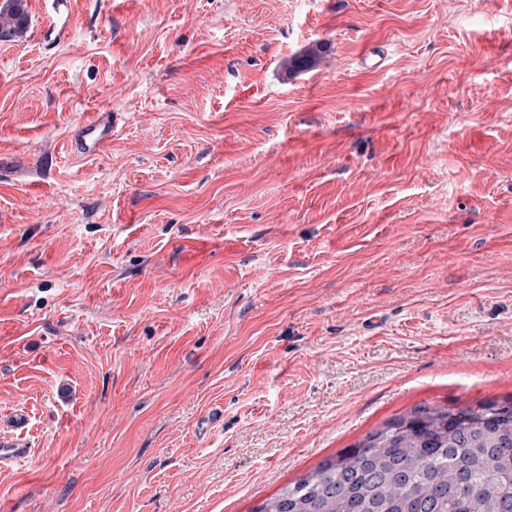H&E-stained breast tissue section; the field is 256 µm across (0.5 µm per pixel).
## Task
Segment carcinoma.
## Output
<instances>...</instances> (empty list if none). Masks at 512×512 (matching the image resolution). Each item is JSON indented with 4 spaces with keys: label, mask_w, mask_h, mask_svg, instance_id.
I'll return each instance as SVG.
<instances>
[{
    "label": "carcinoma",
    "mask_w": 512,
    "mask_h": 512,
    "mask_svg": "<svg viewBox=\"0 0 512 512\" xmlns=\"http://www.w3.org/2000/svg\"><path fill=\"white\" fill-rule=\"evenodd\" d=\"M26 4H0L1 40L27 32ZM325 49L309 46L286 69L314 66ZM251 512H512V398L416 405Z\"/></svg>",
    "instance_id": "cac0c4a2"
}]
</instances>
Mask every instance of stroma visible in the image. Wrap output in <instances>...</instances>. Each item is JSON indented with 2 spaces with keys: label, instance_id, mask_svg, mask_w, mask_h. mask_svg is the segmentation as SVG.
<instances>
[{
  "label": "stroma",
  "instance_id": "35a3bbf8",
  "mask_svg": "<svg viewBox=\"0 0 512 512\" xmlns=\"http://www.w3.org/2000/svg\"><path fill=\"white\" fill-rule=\"evenodd\" d=\"M28 10L0 512H250L414 405L512 397V0ZM325 49L326 45L323 43L312 44L301 53L289 58L286 63V69L288 72H292L311 68L317 63ZM111 139L112 123L107 115H101L83 126L75 147L82 154H95L101 152Z\"/></svg>",
  "mask_w": 512,
  "mask_h": 512
}]
</instances>
